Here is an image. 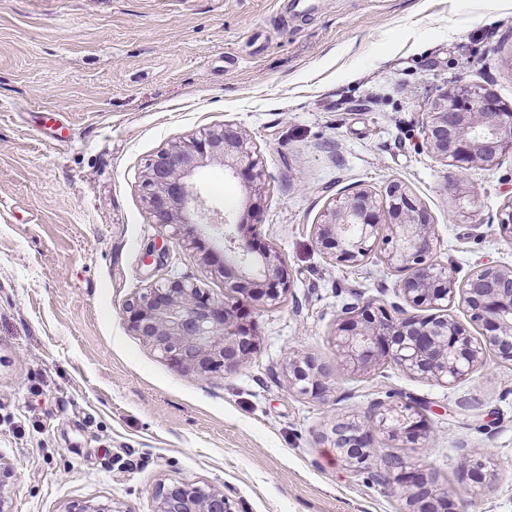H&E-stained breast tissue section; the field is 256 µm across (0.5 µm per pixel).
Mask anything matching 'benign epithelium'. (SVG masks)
Masks as SVG:
<instances>
[{
	"mask_svg": "<svg viewBox=\"0 0 512 512\" xmlns=\"http://www.w3.org/2000/svg\"><path fill=\"white\" fill-rule=\"evenodd\" d=\"M425 145L445 166L459 171L491 169L512 153V106L485 89L459 85L434 98L425 118ZM209 163L254 189L246 212L237 217L203 208L193 180ZM263 171L249 149L248 134L229 125L180 140L146 166L140 193L153 221L172 228L188 250L224 279L232 299H216L184 277L134 294L122 307L129 328L160 351L174 368L205 377L239 369L256 351L250 305L279 304L292 294L288 267L258 231ZM318 248L335 263L356 266L376 246L387 245L388 265L405 273L400 295L428 315L402 312L392 317L367 301L344 308L336 321L334 343L345 362L368 371L389 361L410 375L451 384L469 375L487 352L512 362V267L486 266L459 280L453 267L433 259L435 228L426 207L400 181L387 184L382 197L360 187L325 208L316 224ZM462 294L469 321L437 313ZM482 327L481 338L472 326ZM328 369L311 355L288 360V382L313 399L327 392ZM378 430L392 441L414 444L426 417L415 402L378 409ZM320 439L346 463L360 470L371 463L373 435L355 420L331 424ZM400 464H380V478L397 483L409 512H458L435 489L421 466L398 474ZM66 512H124L114 503L75 502ZM155 512H231L224 490L173 479L159 487Z\"/></svg>",
	"mask_w": 512,
	"mask_h": 512,
	"instance_id": "benign-epithelium-1",
	"label": "benign epithelium"
}]
</instances>
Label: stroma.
<instances>
[{
  "label": "stroma",
  "mask_w": 512,
  "mask_h": 512,
  "mask_svg": "<svg viewBox=\"0 0 512 512\" xmlns=\"http://www.w3.org/2000/svg\"><path fill=\"white\" fill-rule=\"evenodd\" d=\"M0 0V465L10 512L74 501L154 512L161 482L223 488L233 512H406L398 488L320 439L373 427L376 400L427 407L417 445L375 434L374 458L426 466L465 512H512V364L416 379L350 368L334 344L343 307L407 309L382 253L335 264L314 226L350 188L407 184L435 226L436 257L467 275L512 266L498 226L512 154L451 174L424 147L429 100L459 83L512 106V11L496 0ZM66 117L58 129L54 113ZM230 124L264 169L260 232L292 295L255 307L257 350L237 371L172 368L122 316L172 275L223 298V280L153 223L139 185L177 140ZM453 191H444L449 179ZM208 206L242 214L249 189L199 169ZM329 370L328 392L291 389L289 357ZM484 462L485 483L473 481Z\"/></svg>",
  "instance_id": "stroma-1"
}]
</instances>
